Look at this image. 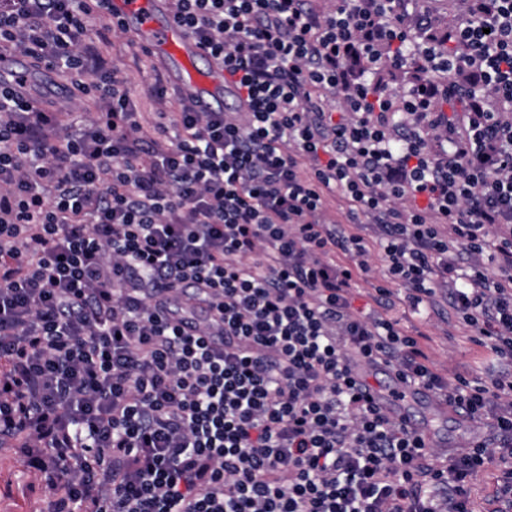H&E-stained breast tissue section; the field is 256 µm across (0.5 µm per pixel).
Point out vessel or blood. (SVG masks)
I'll list each match as a JSON object with an SVG mask.
<instances>
[{
	"mask_svg": "<svg viewBox=\"0 0 512 512\" xmlns=\"http://www.w3.org/2000/svg\"><path fill=\"white\" fill-rule=\"evenodd\" d=\"M114 19L135 29L141 43L155 53L165 64L172 88L188 99L201 112H220L224 109V74L212 68L208 72L196 71L193 61L204 58L205 53L196 40L164 10L160 0H108ZM28 65L14 60L0 65V84L10 85L31 81ZM424 404L436 409L431 393L424 389L413 390L397 401H387L389 410L407 415L411 406Z\"/></svg>",
	"mask_w": 512,
	"mask_h": 512,
	"instance_id": "b4317fda",
	"label": "vessel or blood"
}]
</instances>
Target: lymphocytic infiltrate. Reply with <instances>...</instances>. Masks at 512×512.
<instances>
[{
  "mask_svg": "<svg viewBox=\"0 0 512 512\" xmlns=\"http://www.w3.org/2000/svg\"><path fill=\"white\" fill-rule=\"evenodd\" d=\"M108 13L0 0V58L96 94L77 125L0 86V447L52 512H474L496 462L512 512V374L445 378L355 307L366 248L326 218L342 193L410 304L449 284L512 363V0H174L241 109L151 140ZM366 365L492 434L433 465ZM501 469L496 465H490L480 471L471 485V495L482 510H488L495 505L491 502L496 496L498 484H500Z\"/></svg>",
  "mask_w": 512,
  "mask_h": 512,
  "instance_id": "obj_1",
  "label": "lymphocytic infiltrate"
}]
</instances>
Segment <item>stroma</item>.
<instances>
[{"instance_id": "35a3bbf8", "label": "stroma", "mask_w": 512, "mask_h": 512, "mask_svg": "<svg viewBox=\"0 0 512 512\" xmlns=\"http://www.w3.org/2000/svg\"><path fill=\"white\" fill-rule=\"evenodd\" d=\"M111 41L112 67L125 81L137 111H175V102L159 103L145 95L160 64L153 54L143 53L137 34L126 28L112 33ZM347 210L345 199H337V238L358 237L367 249L365 261L368 270L356 282V306L373 308L376 288L389 287V316L398 319L407 334L422 332L427 335V352L439 374L448 376L457 372L470 379L486 381L507 371V364L501 362L490 348L474 343L470 329L443 297H434L415 308L405 302L403 285L389 282L386 277V263L377 229L371 224L350 223ZM432 427L430 438L434 446V460L438 463L444 462L446 450L465 445L473 434L472 424L451 412L432 420ZM3 488L8 489L9 494L0 497V512H47L48 492H45L40 479L26 468L22 456L9 450L0 451V489Z\"/></svg>"}]
</instances>
